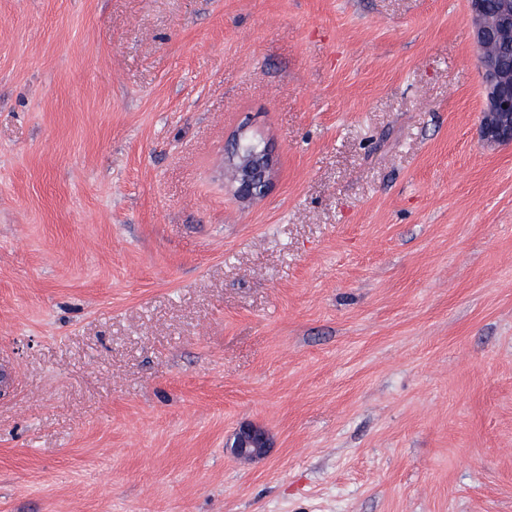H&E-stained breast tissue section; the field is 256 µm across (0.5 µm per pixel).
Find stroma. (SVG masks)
<instances>
[{"mask_svg": "<svg viewBox=\"0 0 512 512\" xmlns=\"http://www.w3.org/2000/svg\"><path fill=\"white\" fill-rule=\"evenodd\" d=\"M480 121L466 0H0V512H512ZM251 123L241 126V132L233 139L232 149L227 153L225 161L235 171L234 192L240 196H256L265 192L270 185L275 168V155L267 144L259 154H248L244 150L246 140H255L245 134ZM231 448L234 456L239 459H260L270 448V437L262 427L244 424L236 432Z\"/></svg>", "mask_w": 512, "mask_h": 512, "instance_id": "35a3bbf8", "label": "stroma"}]
</instances>
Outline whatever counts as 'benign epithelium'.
I'll use <instances>...</instances> for the list:
<instances>
[{
	"mask_svg": "<svg viewBox=\"0 0 512 512\" xmlns=\"http://www.w3.org/2000/svg\"><path fill=\"white\" fill-rule=\"evenodd\" d=\"M467 12L482 78V141L490 147L511 144L512 68L506 64L502 49L512 46V0H499L493 9L485 0H467ZM249 126L248 122L241 126L225 158L236 173L234 192L247 197L265 192L275 168V155L269 146L259 154L245 152L244 142L249 139L245 130ZM268 448V432L254 424L242 425L232 444L234 456L244 460L260 459Z\"/></svg>",
	"mask_w": 512,
	"mask_h": 512,
	"instance_id": "7a95c632",
	"label": "benign epithelium"
}]
</instances>
